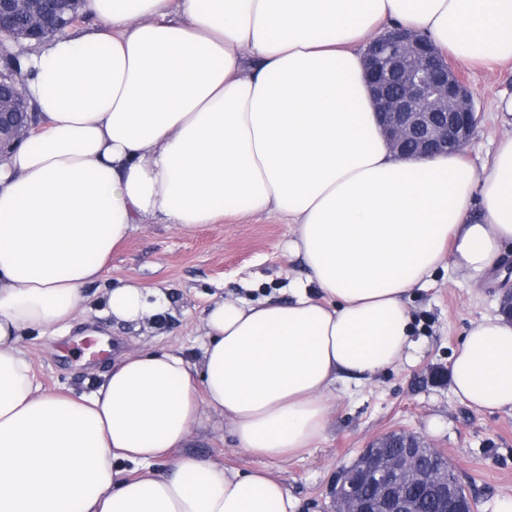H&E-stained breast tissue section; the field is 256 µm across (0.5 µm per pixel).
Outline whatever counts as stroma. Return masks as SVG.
<instances>
[{
	"label": "stroma",
	"mask_w": 512,
	"mask_h": 512,
	"mask_svg": "<svg viewBox=\"0 0 512 512\" xmlns=\"http://www.w3.org/2000/svg\"><path fill=\"white\" fill-rule=\"evenodd\" d=\"M477 94L479 120L463 157L474 169L491 158L507 129L497 111L512 96V61L488 69L461 63ZM288 226L273 214L228 215L191 230L155 220L137 225L112 253L105 279L86 290L85 316L106 336L109 352L83 355L81 327L65 336H30L23 347L44 389L88 392L116 355L131 343L199 352L201 319L213 299L284 301L292 282L306 280L300 258L287 248ZM124 281L165 291L163 316L130 324L107 315L103 300ZM502 275L469 278L441 266L413 288L406 303L413 319L408 358L369 381L340 379L323 439L285 460H264L237 448L218 419L197 428L187 453L241 471L266 467L288 488L296 512H333L329 488L369 441L392 430L420 434L453 459L476 512H496L512 496V411L477 410L453 393L449 366L472 325L499 312Z\"/></svg>",
	"instance_id": "35a3bbf8"
}]
</instances>
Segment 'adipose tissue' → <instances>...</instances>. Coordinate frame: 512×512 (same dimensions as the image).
<instances>
[{
	"label": "adipose tissue",
	"mask_w": 512,
	"mask_h": 512,
	"mask_svg": "<svg viewBox=\"0 0 512 512\" xmlns=\"http://www.w3.org/2000/svg\"><path fill=\"white\" fill-rule=\"evenodd\" d=\"M91 27L25 54L36 128L0 160V512H294L283 483L182 454L211 417L242 450L319 442L336 381L411 346L405 299L444 261L480 276L512 245V136L482 170L403 160L380 132L358 47L418 31L485 66L512 60V0H88ZM244 211L289 226L309 271L288 302L220 298L197 358L135 349L87 394L42 390L26 334L77 320L113 249L159 217ZM165 294L122 283L112 318ZM454 394L512 410V322L475 323Z\"/></svg>",
	"instance_id": "adipose-tissue-1"
}]
</instances>
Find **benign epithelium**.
<instances>
[{
	"mask_svg": "<svg viewBox=\"0 0 512 512\" xmlns=\"http://www.w3.org/2000/svg\"><path fill=\"white\" fill-rule=\"evenodd\" d=\"M15 0H0V61L16 58L18 44L11 32ZM24 38L38 43L46 38L44 18L30 19ZM365 78L382 134L391 149L407 159H424L452 150L461 153L469 143L479 116L475 91L465 76L419 33L394 28L369 42ZM0 156L15 141L29 136L35 112L24 89L0 99ZM403 443L394 453L391 443ZM427 457V471L418 470V458ZM371 484L375 500L361 488ZM418 483L440 512H474L472 499L461 489L453 461L412 432L390 431L373 439L353 462L341 470L331 494L335 512H378L388 504L399 512H418L407 487Z\"/></svg>",
	"mask_w": 512,
	"mask_h": 512,
	"instance_id": "1",
	"label": "benign epithelium"
}]
</instances>
